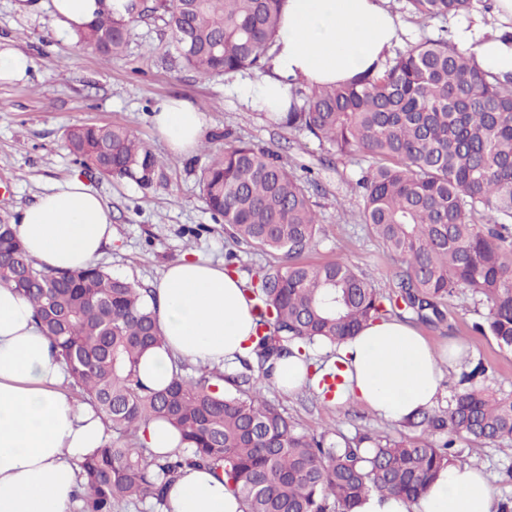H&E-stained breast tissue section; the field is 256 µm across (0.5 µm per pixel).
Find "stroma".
Listing matches in <instances>:
<instances>
[{
    "instance_id": "obj_1",
    "label": "stroma",
    "mask_w": 512,
    "mask_h": 512,
    "mask_svg": "<svg viewBox=\"0 0 512 512\" xmlns=\"http://www.w3.org/2000/svg\"><path fill=\"white\" fill-rule=\"evenodd\" d=\"M14 4L0 0V42L31 55L35 69L26 83L0 85V223L17 217L47 186L78 174L98 192L112 218L113 241L98 261L104 270L151 289L167 265L192 257L229 263L233 274L250 283L260 268L287 264V257L232 244L201 191L211 159L223 153L226 141H242L274 150L289 166L310 169L318 181L311 195L322 231L302 261L346 258L380 291H389L399 264L356 217L360 159L325 163L317 140L246 104L233 87L235 75L204 77L185 67L175 55L163 12L131 23L124 54L106 62L75 34L56 26L51 0H41L40 8L29 14L19 13ZM388 7L408 31L398 45L402 51L456 28L452 19L412 21L406 0H388ZM169 96L204 110L206 147L180 157L168 151L151 117L157 100ZM110 123L127 126L164 161L166 185L144 189L128 179L102 177L75 162L65 145L66 130ZM441 309L444 321L420 325V332L436 345L461 344L469 357L485 365V386L512 394V352L474 328L487 312L485 304L460 291ZM263 394L305 428L332 426L347 436L368 430L396 437L404 431L402 424L384 421L359 404L323 401L309 387L285 394L269 384ZM459 446L462 462L478 463L490 474L496 499L512 498V478L506 474L512 467V449L466 440Z\"/></svg>"
}]
</instances>
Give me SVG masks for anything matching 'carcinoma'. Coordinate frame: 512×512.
Returning <instances> with one entry per match:
<instances>
[{
	"label": "carcinoma",
	"mask_w": 512,
	"mask_h": 512,
	"mask_svg": "<svg viewBox=\"0 0 512 512\" xmlns=\"http://www.w3.org/2000/svg\"><path fill=\"white\" fill-rule=\"evenodd\" d=\"M419 22L467 16L481 0H406ZM282 0H126L78 41L106 60L121 56L129 26L163 8L173 47L202 75L259 68L281 20ZM319 146L368 162L356 180L357 217L401 260L384 294L349 261L311 264L299 257L320 232L309 176L272 150L230 144L202 176L208 209L235 244L282 253L288 264L261 269L247 292L255 300L252 349L226 376L201 366L147 388L136 375L143 351L162 337L150 292L100 266L64 272L38 268L10 224H0V286L32 305L38 326L65 363L80 398L102 410L116 439L80 463L78 512H112L149 500L162 512L170 484L185 467L214 470L243 512H353L366 494L419 499L459 461V440L512 443V395L479 385L482 363L462 358L445 408H423L402 424L410 435L348 437L300 427L262 396L277 362L334 348L389 313L424 323L444 320L442 300L465 290L486 303L479 329L512 350V75L482 70L475 55L448 38L427 39L378 74L309 88L302 107L277 114ZM80 165L142 187L166 181L164 166L120 125L66 132ZM343 383L321 376L327 399ZM171 424L185 447L154 455L138 445L152 420Z\"/></svg>",
	"instance_id": "obj_1"
}]
</instances>
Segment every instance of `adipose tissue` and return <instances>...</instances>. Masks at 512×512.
<instances>
[{"instance_id":"ef3b65f1","label":"adipose tissue","mask_w":512,"mask_h":512,"mask_svg":"<svg viewBox=\"0 0 512 512\" xmlns=\"http://www.w3.org/2000/svg\"><path fill=\"white\" fill-rule=\"evenodd\" d=\"M123 0H52L66 31L91 23ZM387 0H284L268 72L243 80L237 91L252 107L287 111L294 89L345 83L383 70L403 27ZM457 40L473 46L477 65L512 74V39L482 15L458 27ZM152 122L171 152L193 153L203 136L204 112L177 98L160 100ZM15 230L37 267L55 271L93 265L112 241V221L98 193L80 176L46 187L21 209ZM163 337L141 356L137 373L152 389L165 387L174 364L230 365L251 346L253 302L239 278L194 258L169 264L152 304ZM334 362L352 401L387 421H403L436 404L444 371L429 341L397 319L369 323L337 349ZM108 439L103 415L79 402L62 362L38 328L31 305L0 287V512H70L79 464ZM169 512H242L213 472L187 468L167 493ZM356 512H495L492 485L470 464L444 469L416 502L371 493Z\"/></svg>"}]
</instances>
